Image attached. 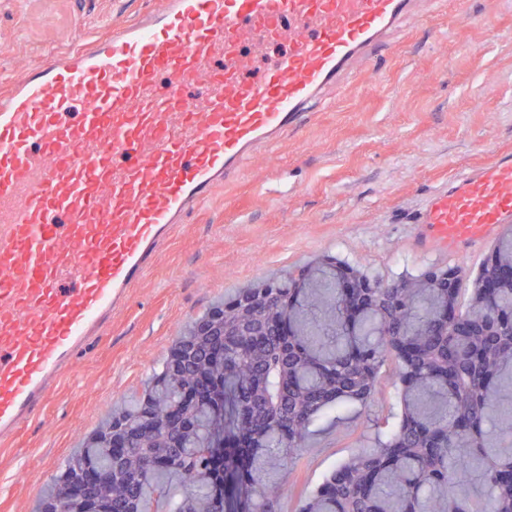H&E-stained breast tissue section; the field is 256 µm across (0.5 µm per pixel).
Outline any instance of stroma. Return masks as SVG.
Returning a JSON list of instances; mask_svg holds the SVG:
<instances>
[{
  "label": "stroma",
  "mask_w": 512,
  "mask_h": 512,
  "mask_svg": "<svg viewBox=\"0 0 512 512\" xmlns=\"http://www.w3.org/2000/svg\"><path fill=\"white\" fill-rule=\"evenodd\" d=\"M157 0H0V86L54 52L132 22ZM471 18L440 12L400 38L377 86L354 87L302 133L250 159L163 249L106 336L78 360L42 416L0 445V512H35L37 496L113 409L141 396L179 336L236 289L330 256L391 282L463 266L423 243L416 220L450 176L512 151V0H470ZM394 363L366 404L315 423L287 474L278 512L351 455L374 447L373 418L400 412Z\"/></svg>",
  "instance_id": "stroma-1"
}]
</instances>
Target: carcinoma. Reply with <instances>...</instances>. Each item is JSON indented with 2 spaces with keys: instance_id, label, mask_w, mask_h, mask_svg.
<instances>
[{
  "instance_id": "cac0c4a2",
  "label": "carcinoma",
  "mask_w": 512,
  "mask_h": 512,
  "mask_svg": "<svg viewBox=\"0 0 512 512\" xmlns=\"http://www.w3.org/2000/svg\"><path fill=\"white\" fill-rule=\"evenodd\" d=\"M244 288L180 337L131 407L112 411L40 498L37 512H276L288 468L317 419L367 401L386 361L399 362L401 417L385 442L351 457L300 512H512V285L474 293L377 282L349 298L310 266ZM224 319V335L199 329Z\"/></svg>"
}]
</instances>
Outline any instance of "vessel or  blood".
Wrapping results in <instances>:
<instances>
[{"label": "vessel or blood", "mask_w": 512, "mask_h": 512, "mask_svg": "<svg viewBox=\"0 0 512 512\" xmlns=\"http://www.w3.org/2000/svg\"><path fill=\"white\" fill-rule=\"evenodd\" d=\"M444 0H162L0 94V444L35 420L178 224ZM459 255L512 223V153L418 216Z\"/></svg>", "instance_id": "vessel-or-blood-1"}]
</instances>
